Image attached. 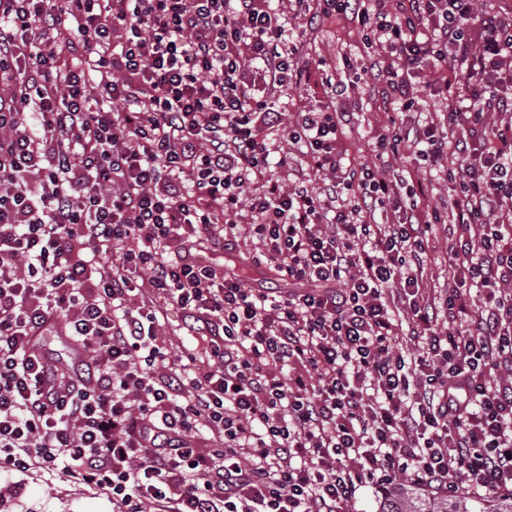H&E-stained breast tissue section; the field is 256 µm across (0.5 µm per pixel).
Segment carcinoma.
I'll use <instances>...</instances> for the list:
<instances>
[{
  "instance_id": "carcinoma-1",
  "label": "carcinoma",
  "mask_w": 512,
  "mask_h": 512,
  "mask_svg": "<svg viewBox=\"0 0 512 512\" xmlns=\"http://www.w3.org/2000/svg\"><path fill=\"white\" fill-rule=\"evenodd\" d=\"M377 512H512V491L448 497L401 483L381 497Z\"/></svg>"
}]
</instances>
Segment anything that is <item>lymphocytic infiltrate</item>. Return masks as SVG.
<instances>
[{"instance_id":"1","label":"lymphocytic infiltrate","mask_w":512,"mask_h":512,"mask_svg":"<svg viewBox=\"0 0 512 512\" xmlns=\"http://www.w3.org/2000/svg\"><path fill=\"white\" fill-rule=\"evenodd\" d=\"M271 2L0 0V474H64L119 512H342L402 478L512 490V120L491 119L512 107V12L292 0L380 44L360 72L425 121L389 119L378 153L447 173L439 209L418 175L349 164L344 81L320 110L276 109L314 64ZM245 239L288 292L199 258ZM165 303L210 332L205 360L158 344ZM52 326L71 374L39 350ZM450 224H440L437 226L436 238L433 241L435 247L436 260L426 270L425 288L427 293H433L434 289L440 291L448 285V258L446 259V249H448V226Z\"/></svg>"}]
</instances>
